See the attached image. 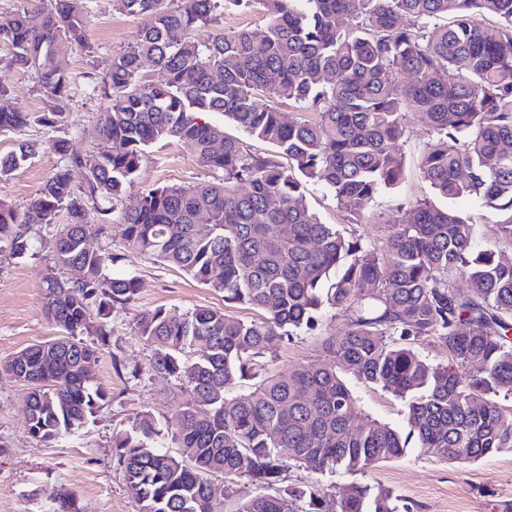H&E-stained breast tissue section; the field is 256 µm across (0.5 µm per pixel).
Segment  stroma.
<instances>
[{
    "label": "stroma",
    "instance_id": "stroma-1",
    "mask_svg": "<svg viewBox=\"0 0 512 512\" xmlns=\"http://www.w3.org/2000/svg\"><path fill=\"white\" fill-rule=\"evenodd\" d=\"M89 7L87 44L73 46L67 58L76 87L58 127L39 121L49 103L38 92L33 74L0 63V84L9 89L11 105L34 117L21 135H0V152L12 150L20 139L38 149L36 157L0 181V199L15 210H24L54 172L59 161L51 149L55 139H67L76 153L95 149L94 128L100 112L95 86L110 70L113 55L125 49L146 23L144 17L117 10L113 0H89ZM90 45L95 48L91 55L86 52ZM403 123L400 180L382 191L362 215L338 208L322 186L309 184L306 201L323 223L343 225L377 243L384 238L388 224L400 220L417 201L431 198L419 167L430 131L411 113L404 116ZM220 178L219 172L202 167L185 145L164 140L152 147L123 203L134 204L146 188L192 186ZM33 237L32 252L0 262V363L58 333L44 316L41 299L42 273L55 254V232L43 229ZM88 246L112 254L113 275L136 276L140 286L133 302L115 304L108 321L112 345L101 351L91 366L93 383L107 389L110 398L77 433L47 445L28 432L23 384L0 371V512H58L64 502L70 503V512H141L118 464L112 439L131 429L138 414L147 412L158 423L159 448L178 453L176 410L185 393L176 380L151 371L153 349L136 336V315L158 306L178 314L208 308L238 318L254 315L244 305L226 306L223 292L198 284L183 271L128 250L117 231L91 236ZM326 359L321 341L300 331L281 346L269 365L286 370L317 365ZM352 389L363 412L404 427L400 400L376 386L356 382ZM282 479L291 486L317 483L329 489L353 481L381 486L393 490L401 504L411 506L413 512H501L503 504L512 503V452L458 464L413 449L403 459L383 463L364 474L342 470L320 474L293 465L284 469Z\"/></svg>",
    "mask_w": 512,
    "mask_h": 512
}]
</instances>
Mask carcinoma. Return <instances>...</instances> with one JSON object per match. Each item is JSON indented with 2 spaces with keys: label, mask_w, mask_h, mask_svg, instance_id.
I'll return each mask as SVG.
<instances>
[{
  "label": "carcinoma",
  "mask_w": 512,
  "mask_h": 512,
  "mask_svg": "<svg viewBox=\"0 0 512 512\" xmlns=\"http://www.w3.org/2000/svg\"><path fill=\"white\" fill-rule=\"evenodd\" d=\"M147 18L113 55L95 87L101 100L95 150L52 143L61 164L18 212L0 202V251L31 252L34 227L56 229L54 264L43 277L45 316L61 334L16 352L3 369L26 387L28 432L53 443L76 433L107 402L87 367L112 346V306L132 302L139 283L112 277L110 254L88 238L112 227L119 200L147 149L187 145L220 182L148 188L120 212L129 249L178 268L247 304L244 320L207 308L140 312L136 336L154 350L152 370L181 382L180 452L151 446L159 434L142 414L116 441L118 463L141 512H222L213 473L246 475L255 492L236 512H399L386 488L351 483L332 496L318 484L279 485L289 464L317 472L366 473L406 455L409 442L441 461L475 462L512 451V263L475 246L473 217L423 199L379 246L338 224H323L305 203L310 183L361 215L402 172L403 116L417 114L435 134L421 158L424 180L449 202L473 200L499 212L497 243L512 247V0H116ZM260 5L264 29L193 32L229 7ZM499 20L496 26L478 15ZM85 0H39L0 21V62L34 74L53 103L39 117L54 127L72 97L67 65L86 52ZM152 60L164 73H141ZM411 73L403 84L397 76ZM317 112L287 120L277 104ZM220 112L250 137L286 156L252 152L203 120ZM31 115L0 106V133H19ZM36 154L20 142L0 153V179ZM87 173L77 191L69 168ZM68 223L55 224L59 213ZM463 279L469 291L456 289ZM349 314L341 336L323 338L328 361L270 371L293 332L319 328L325 310ZM85 336L96 340L87 343ZM447 357L433 363L416 346ZM379 386L404 406L407 432L359 411L338 371ZM248 389L233 394L238 383Z\"/></svg>",
  "instance_id": "1"
}]
</instances>
